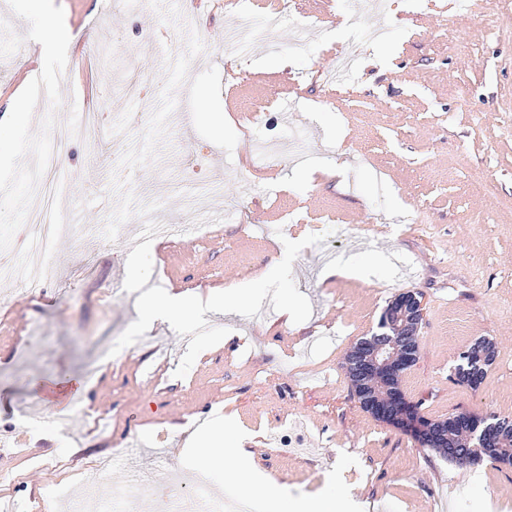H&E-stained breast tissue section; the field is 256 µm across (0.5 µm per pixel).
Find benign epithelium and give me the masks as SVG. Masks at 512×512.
Masks as SVG:
<instances>
[{"instance_id":"benign-epithelium-1","label":"benign epithelium","mask_w":512,"mask_h":512,"mask_svg":"<svg viewBox=\"0 0 512 512\" xmlns=\"http://www.w3.org/2000/svg\"><path fill=\"white\" fill-rule=\"evenodd\" d=\"M422 319L423 304L416 292L405 291L397 295L386 308L383 320L384 325L393 329L394 333L388 335L385 341L376 337L370 339L357 352L355 367L361 376L371 377L383 387V393L375 394L376 406L390 404L401 409L400 417L405 429L421 438H446L448 430L445 426L436 428L414 417L410 401L401 387L396 385L403 368L413 357L408 345L397 339V333L403 329L409 333L419 332Z\"/></svg>"}]
</instances>
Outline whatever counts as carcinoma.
I'll use <instances>...</instances> for the list:
<instances>
[{"mask_svg": "<svg viewBox=\"0 0 512 512\" xmlns=\"http://www.w3.org/2000/svg\"><path fill=\"white\" fill-rule=\"evenodd\" d=\"M494 346V343L482 338L471 345L460 356L462 363L455 368L454 376L460 384L472 388L479 387L486 377L488 365L481 363L477 345ZM351 385L358 398L361 408L372 413V417L397 428L403 427L397 413L390 409H383V413L371 412L367 403L371 388L358 382L357 374L353 368H347ZM448 435L451 443L441 444L436 441L427 443L423 439L418 442L424 447L438 451L452 463H460L464 457L468 462L476 463L486 456L496 462L512 465V419L499 418L495 415L482 417L470 412H456L454 418L448 420Z\"/></svg>", "mask_w": 512, "mask_h": 512, "instance_id": "1", "label": "carcinoma"}]
</instances>
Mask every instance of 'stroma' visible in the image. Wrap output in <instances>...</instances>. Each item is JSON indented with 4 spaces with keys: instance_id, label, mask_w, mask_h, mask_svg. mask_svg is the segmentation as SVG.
<instances>
[{
    "instance_id": "1",
    "label": "stroma",
    "mask_w": 512,
    "mask_h": 512,
    "mask_svg": "<svg viewBox=\"0 0 512 512\" xmlns=\"http://www.w3.org/2000/svg\"><path fill=\"white\" fill-rule=\"evenodd\" d=\"M288 3L275 13L265 0H0V113L16 94L28 100L0 129V231L24 222L34 143L65 184L55 207L75 206L83 229L56 242L43 287L23 290L21 271L0 280V494L17 512L52 493L61 510L91 464L120 449L129 465L107 485L153 473L137 506L151 512L156 495L195 479L187 439L217 418L211 454L245 448L288 503L347 490L367 512H512V466L461 471L375 420L345 365L389 301L417 291L407 399L429 419L512 418V0L445 12L427 0ZM245 12L264 39L228 44ZM44 13L71 27V44L44 54L27 41ZM84 53L110 70L94 102L65 79ZM136 74L149 80L142 99L127 90ZM92 110L102 141L49 139ZM476 174L487 191H469ZM144 203L196 232L151 237ZM129 256L173 291L248 281L252 297L231 315L144 331ZM332 263L367 274L330 276ZM104 336L130 352L90 383L83 366ZM481 337L498 351L484 382L455 383ZM277 431L285 447L271 444Z\"/></svg>"
}]
</instances>
